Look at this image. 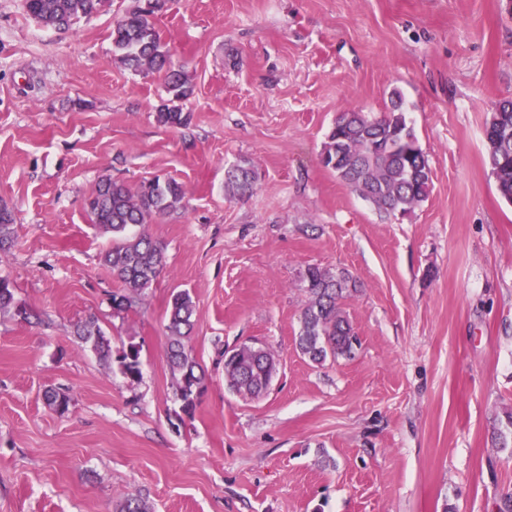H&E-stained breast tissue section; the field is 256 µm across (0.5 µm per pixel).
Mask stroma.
Listing matches in <instances>:
<instances>
[{
    "instance_id": "35a3bbf8",
    "label": "stroma",
    "mask_w": 512,
    "mask_h": 512,
    "mask_svg": "<svg viewBox=\"0 0 512 512\" xmlns=\"http://www.w3.org/2000/svg\"><path fill=\"white\" fill-rule=\"evenodd\" d=\"M143 0H103L69 29L0 0V203L13 208L0 276V512H498L512 491V203L486 161L485 123L512 99V0H162L153 21L193 92L187 126L156 120L158 74L112 56V23ZM400 92L429 159L428 199L381 217L320 161L338 112ZM254 166L253 195L224 187ZM172 178L184 208L155 219L167 270L132 308L101 260L85 201L104 177ZM344 271L353 358L295 346L308 267ZM188 290L206 371L185 415L165 312ZM132 381L75 338L88 317ZM269 349L250 399L224 353ZM69 394L66 414L45 402ZM140 357V347L131 343L117 358L121 373L132 381L138 380L141 375Z\"/></svg>"
}]
</instances>
